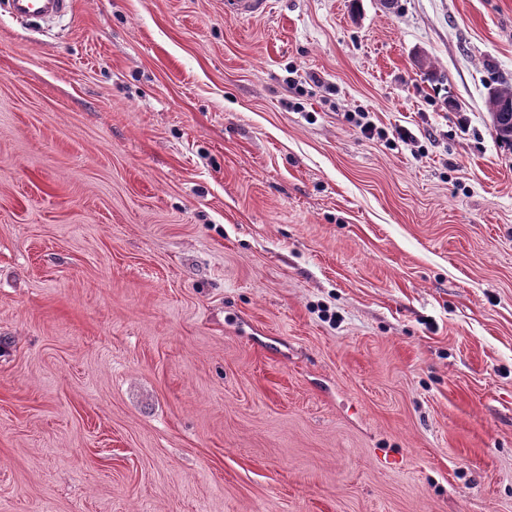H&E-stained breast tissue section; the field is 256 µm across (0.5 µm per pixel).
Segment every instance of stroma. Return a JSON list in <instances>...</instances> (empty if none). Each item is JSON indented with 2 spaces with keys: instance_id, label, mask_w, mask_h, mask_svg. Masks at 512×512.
Listing matches in <instances>:
<instances>
[{
  "instance_id": "stroma-1",
  "label": "stroma",
  "mask_w": 512,
  "mask_h": 512,
  "mask_svg": "<svg viewBox=\"0 0 512 512\" xmlns=\"http://www.w3.org/2000/svg\"><path fill=\"white\" fill-rule=\"evenodd\" d=\"M495 73L512 0L0 9V512H512ZM267 0H225L226 14L246 17L261 14L266 10Z\"/></svg>"
}]
</instances>
